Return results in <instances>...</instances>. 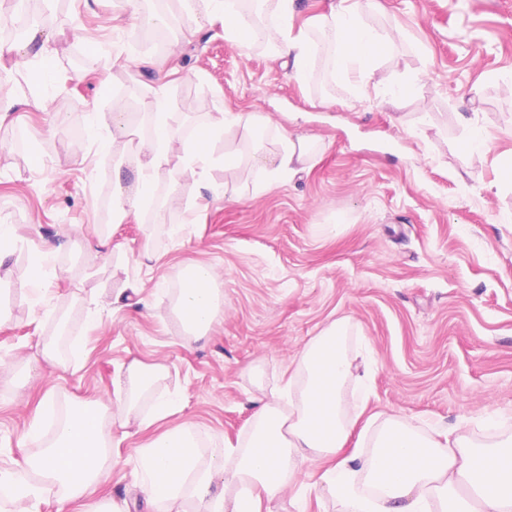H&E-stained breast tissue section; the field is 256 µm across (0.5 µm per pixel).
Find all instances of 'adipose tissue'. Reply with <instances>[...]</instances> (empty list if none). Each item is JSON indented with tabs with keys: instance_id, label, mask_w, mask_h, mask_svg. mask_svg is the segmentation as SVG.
Returning <instances> with one entry per match:
<instances>
[{
	"instance_id": "1",
	"label": "adipose tissue",
	"mask_w": 512,
	"mask_h": 512,
	"mask_svg": "<svg viewBox=\"0 0 512 512\" xmlns=\"http://www.w3.org/2000/svg\"><path fill=\"white\" fill-rule=\"evenodd\" d=\"M293 4L294 0H264L262 34L302 76L315 68L322 53L305 32L292 31ZM378 6V0H338L330 14L315 19L337 43L331 58L333 75L359 89L373 81L379 60L390 47L386 33L363 21L364 14ZM178 7L184 37L196 36L204 26H217L225 39L251 48L248 35L253 27L239 0H179ZM167 84V73H160L146 104L149 134L134 135L129 113L119 108L112 114L111 137L97 141L99 150L129 148L136 158L134 183L118 187L112 198L115 221L144 210L155 194L158 172L170 164L194 179L204 178L217 164L228 171L237 168L240 154L228 149L214 157L211 142L237 130L250 136L261 126L255 114L222 111L200 135L176 139L166 119ZM316 154L312 137L288 135L278 150L256 157L255 163L272 181L307 171ZM216 279L207 266H190L184 272L175 309L189 337L202 338L220 310ZM347 335L346 323L336 322L313 337L288 384L254 398L249 431L224 457L201 464L193 435L183 427L149 440L140 451L147 505L175 503L186 492L200 512H263L264 503L273 502L319 465L320 479L335 492L341 512H432V503L447 504L461 487L473 490L476 512H512V435L495 442L491 450L480 451L454 430L433 435L404 418L364 419L350 412L342 392L356 379L357 367L346 347ZM162 376L157 364L129 366V395L119 410L122 425L147 428L171 413L173 399L154 392ZM147 393L154 399L151 415L144 417L137 402ZM105 414L102 401L88 400L58 423L50 440H43L39 426L28 428L25 440L42 441L43 450L28 460L24 471L0 469V487L8 492L7 512H40L49 485L64 505L94 498L117 464L104 435ZM360 471L377 487V498L363 495L356 486L354 476Z\"/></svg>"
}]
</instances>
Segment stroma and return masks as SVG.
Instances as JSON below:
<instances>
[{
    "label": "stroma",
    "mask_w": 512,
    "mask_h": 512,
    "mask_svg": "<svg viewBox=\"0 0 512 512\" xmlns=\"http://www.w3.org/2000/svg\"><path fill=\"white\" fill-rule=\"evenodd\" d=\"M380 2L365 22L392 44L357 92L337 78L321 87L315 71L297 78L265 43L246 50L217 27L155 51L130 0H49L55 81L34 85L0 61L21 100L0 121V217L17 239L0 277V468L38 454L22 440L32 420L49 433L81 399L114 406L135 361L161 365L159 391L178 398L165 427L189 428L202 460L221 455L249 428L253 397L284 385L339 319L371 365L369 412L442 428L465 417L474 443L498 440L489 415L512 417V0ZM161 69L176 137L221 110L257 112L260 139L235 133L214 153L301 133L319 142L314 165L262 191L247 166L213 167L203 183L164 170L144 214L113 222V173L132 183L135 164L99 152L91 116L119 103L140 121ZM35 95L47 111L25 106ZM473 124L489 144L478 162L464 152ZM35 151L43 170L29 166ZM171 193L181 208H163ZM100 236L112 250L96 251ZM192 263L214 268L222 296L197 341L175 312ZM92 296L104 303L93 324ZM105 435L119 463L103 497L146 512L139 450L152 431L112 422Z\"/></svg>",
    "instance_id": "stroma-1"
}]
</instances>
